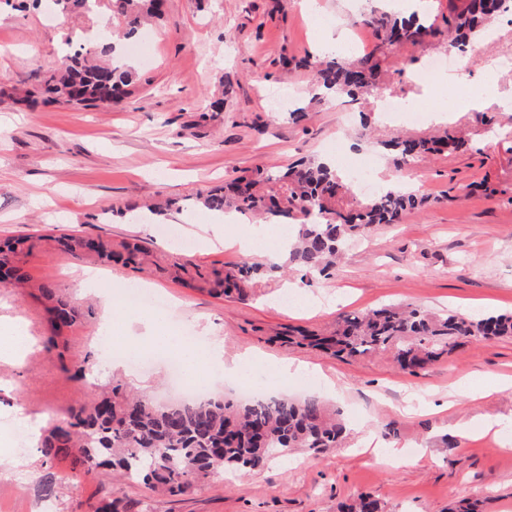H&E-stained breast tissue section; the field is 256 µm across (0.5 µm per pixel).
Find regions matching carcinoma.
Segmentation results:
<instances>
[{"label":"carcinoma","mask_w":512,"mask_h":512,"mask_svg":"<svg viewBox=\"0 0 512 512\" xmlns=\"http://www.w3.org/2000/svg\"><path fill=\"white\" fill-rule=\"evenodd\" d=\"M112 19L136 35L150 19H162L165 0H110ZM512 12V0H463L442 17L444 27L413 15L397 19L371 14L359 24L371 30L373 51L343 58L325 53L303 60L314 72L311 100L326 97L356 99L378 93L380 60L394 43L418 47L444 32L461 47L487 19ZM136 70L111 43L81 48L60 58L55 70L37 86L13 97L32 108L40 103H64L79 108L110 109L130 93ZM465 141L445 131L433 138L396 136L383 143L403 169L425 153L453 152ZM348 188L336 169L322 161H301L286 170L257 168L247 176L196 194L214 213H254L269 224H292L294 244L286 262L311 283L333 276L349 241L381 224H396L423 204L414 189L396 182L381 188L370 204L343 211L338 195ZM58 250L77 260L121 262L138 266L148 250L126 243L117 251L102 237L63 234L54 239ZM32 238L0 240V280L18 286L30 278L17 264L23 250H32ZM258 265L243 262L230 273L195 269L187 282L216 296L240 294L251 283ZM32 284V283H30ZM38 292L50 331L49 346L66 338L80 318L78 308L52 282L32 284ZM512 337V313L479 318L454 311L436 313L414 306H385L342 315L329 332L300 330L287 338L297 347H310L334 357L354 359L379 352L392 353L400 369L410 373L436 361L448 349L470 339ZM345 424L340 410L317 396H281L263 400H230L215 395L205 403L160 404L150 396L134 394L120 381L101 397L71 406L63 421L45 431L39 452L43 463L58 459L93 473L111 467L151 492L170 496L193 491L218 470L256 469L268 460L297 449L316 454L341 446ZM138 503L105 499L90 512H135ZM338 512H387L380 500L361 495L338 505Z\"/></svg>","instance_id":"obj_1"}]
</instances>
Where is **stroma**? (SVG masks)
<instances>
[{
	"instance_id": "35a3bbf8",
	"label": "stroma",
	"mask_w": 512,
	"mask_h": 512,
	"mask_svg": "<svg viewBox=\"0 0 512 512\" xmlns=\"http://www.w3.org/2000/svg\"><path fill=\"white\" fill-rule=\"evenodd\" d=\"M384 0H167L166 17L152 26L149 58L132 57L141 79L111 111L61 104L30 110L11 94L37 85L67 47H93L102 23L111 22L110 0L95 12L77 9L48 17L44 9L0 7V239L76 233L118 243L133 239L153 252L151 264H121L95 288L80 287L82 261L43 246L21 254L33 280H52L90 316L58 349L48 348L41 303L0 283V321L23 318L35 346L18 363L0 360V417L24 408L50 426L67 409L99 394L95 385L67 380L59 363L82 365L100 357L97 341L105 311L101 299L128 282L152 288L166 305L157 313L164 328L210 326L224 340V356L249 352L260 358L287 357L314 379L311 394L341 411L347 437L335 451H304L273 459L237 474L215 473L192 492L157 496L118 481L111 471L94 476L56 461L40 463L36 446L26 456L34 465L15 469L16 453L0 457V512H88L106 496L138 501L141 512H337L338 502L362 493L384 501L390 512H449L463 498L480 512H512V338L467 340L415 374L399 371L387 353L341 360L276 341L292 327L326 329L343 312L403 303L435 312L496 314L512 311V23L499 19L495 32L473 40L479 51L460 59L453 90L424 83L423 64L456 55L447 37L415 49L416 65L405 66L404 50L382 63L386 96L416 103L426 121L391 122L377 99L351 102L330 98L313 103L310 69L285 68L322 53L331 36L358 39L360 54L373 48L368 29L355 18ZM492 71L494 94L477 97L475 107L448 111V98L476 96V80ZM287 91L292 107L309 109L296 124L274 111L271 96ZM223 98L224 109L209 103ZM354 113L342 129L344 110ZM448 129L467 141L464 150L428 156L396 173L383 143L396 131L427 136ZM330 157L338 172L372 160L380 179L418 178L426 205L400 223L371 230L354 243L333 278L305 286L290 268L257 278L245 295L217 297L176 281L171 265L182 256L204 270L232 271L241 255L213 235V212L195 204L197 190L228 182L255 167L285 168L300 160ZM170 199L166 216L130 224L116 209L136 202ZM170 229L191 237L181 253ZM288 283L299 284V306L277 303ZM332 379L324 386L322 377ZM501 423L497 434H482L485 420ZM395 423L386 438L381 428ZM412 462L394 466L389 447ZM55 480L49 499L39 484L46 472Z\"/></svg>"
}]
</instances>
